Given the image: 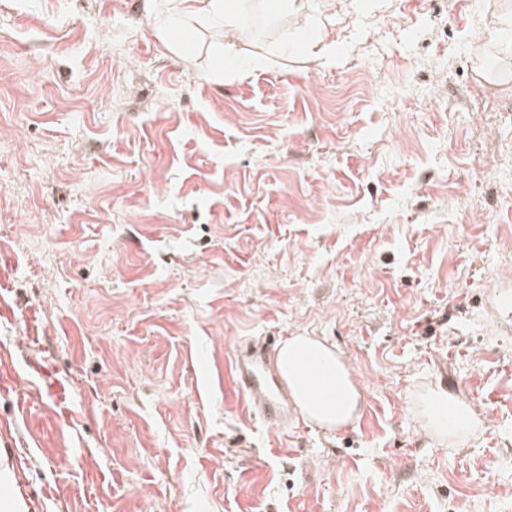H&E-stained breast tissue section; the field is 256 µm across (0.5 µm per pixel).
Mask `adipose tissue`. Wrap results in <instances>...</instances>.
Here are the masks:
<instances>
[{
  "mask_svg": "<svg viewBox=\"0 0 512 512\" xmlns=\"http://www.w3.org/2000/svg\"><path fill=\"white\" fill-rule=\"evenodd\" d=\"M276 365L308 424L334 430L358 421L363 395L336 347L314 336H293ZM415 407L422 429L441 443L461 440L482 424L464 399L433 386L420 393Z\"/></svg>",
  "mask_w": 512,
  "mask_h": 512,
  "instance_id": "adipose-tissue-1",
  "label": "adipose tissue"
}]
</instances>
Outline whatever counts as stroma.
<instances>
[{
	"mask_svg": "<svg viewBox=\"0 0 512 512\" xmlns=\"http://www.w3.org/2000/svg\"><path fill=\"white\" fill-rule=\"evenodd\" d=\"M289 2L0 0V512H512V0ZM266 334L359 420L264 427ZM487 296L492 321L500 329L512 327V279L511 275L497 280ZM280 337L241 340L234 351L233 383L245 396L248 410L269 428L288 431L294 422L291 399L303 419L334 430L358 421L363 395L345 357L315 336H291L274 358ZM415 407L421 428L445 445L485 425L464 399L433 386L420 393Z\"/></svg>",
	"mask_w": 512,
	"mask_h": 512,
	"instance_id": "obj_1",
	"label": "stroma"
}]
</instances>
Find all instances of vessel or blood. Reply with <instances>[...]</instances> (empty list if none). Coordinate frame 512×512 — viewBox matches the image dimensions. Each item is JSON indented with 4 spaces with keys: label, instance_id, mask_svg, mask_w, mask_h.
<instances>
[{
    "label": "vessel or blood",
    "instance_id": "1",
    "mask_svg": "<svg viewBox=\"0 0 512 512\" xmlns=\"http://www.w3.org/2000/svg\"><path fill=\"white\" fill-rule=\"evenodd\" d=\"M492 321L512 327V279L497 280L487 296ZM279 339L258 336L241 340L232 357L233 383L245 396L248 410L269 428L285 431L294 421L291 399L274 368Z\"/></svg>",
    "mask_w": 512,
    "mask_h": 512
}]
</instances>
